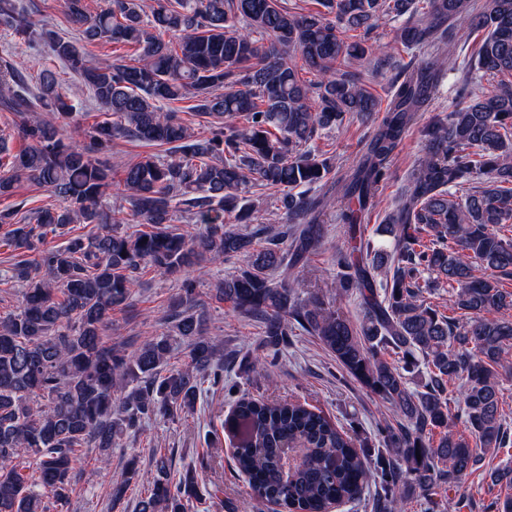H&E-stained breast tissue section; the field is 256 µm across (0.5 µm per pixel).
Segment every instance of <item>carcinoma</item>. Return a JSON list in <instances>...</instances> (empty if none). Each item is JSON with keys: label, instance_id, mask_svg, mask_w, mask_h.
Wrapping results in <instances>:
<instances>
[{"label": "carcinoma", "instance_id": "carcinoma-1", "mask_svg": "<svg viewBox=\"0 0 512 512\" xmlns=\"http://www.w3.org/2000/svg\"><path fill=\"white\" fill-rule=\"evenodd\" d=\"M318 3L321 9L299 13L282 0H108L91 15L85 0H66L81 29L69 38L14 0H0V26L48 45L106 115L86 130L75 127L82 137L75 142L65 127L28 116L76 113L52 69L42 71L35 95L18 68L0 69V97L20 118L26 142L15 154L0 149V195L26 182L55 200L19 220L16 210L0 211L3 240L19 257L10 278L24 285L16 310L0 316V512L64 506L78 449L98 450L106 466L124 433L155 415L191 411L202 381L224 380L188 271L231 258L241 265L216 282L212 299L259 322L275 346L296 328L317 337L398 421L370 467V450L321 411L242 394L224 428L254 498L282 512H327L357 499L373 477L377 507L405 512L414 492L451 488L489 451L512 443L499 379L512 353V292L500 287L501 277L512 276V237L501 233L512 224V0ZM383 19L399 22L402 49L425 54L402 68L384 109L362 72L349 70L375 53L372 34ZM445 24L483 34L475 77L460 102L422 127L423 156L388 216L390 245H378L357 232L391 176L393 155L438 94ZM96 41L134 49L135 63L88 57L82 43ZM484 78L498 82L489 90ZM185 99L210 118L205 131L163 110ZM377 114L337 197L351 247L336 254L334 288L339 297H359L363 317L355 323L289 273L307 263L322 237L319 214L328 202L311 191L329 173L330 158L315 138L348 116ZM120 139L163 146L165 154L124 164L117 179L109 153ZM476 175L485 180L467 194L450 192ZM250 186L278 194L289 227L255 224L256 205L244 197ZM127 207L148 229H114ZM175 211L199 231L174 227ZM71 224H92L94 232L70 237ZM49 234L67 240L46 248ZM145 266L180 281L162 317L166 330L116 347L106 338L112 310L131 304ZM383 267L390 278L379 286ZM479 268L485 274L476 275ZM445 286L459 319L424 297ZM177 344L187 361L170 368ZM418 376L420 391L409 386ZM154 468L137 512H188L193 472L173 484L167 457L154 458ZM137 476L132 463L112 500Z\"/></svg>", "mask_w": 512, "mask_h": 512}]
</instances>
